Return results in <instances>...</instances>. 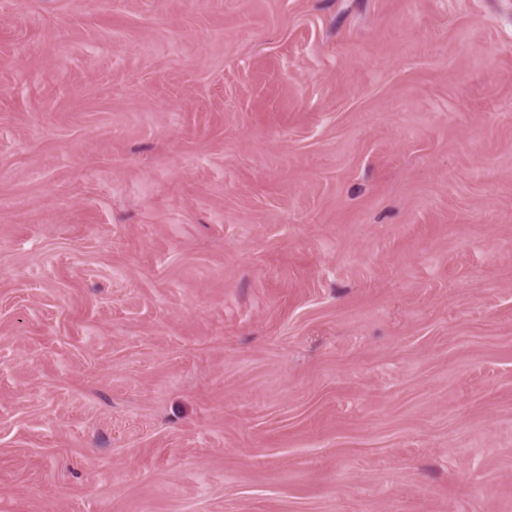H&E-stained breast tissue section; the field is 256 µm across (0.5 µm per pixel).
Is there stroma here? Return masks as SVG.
Instances as JSON below:
<instances>
[{
    "label": "stroma",
    "mask_w": 512,
    "mask_h": 512,
    "mask_svg": "<svg viewBox=\"0 0 512 512\" xmlns=\"http://www.w3.org/2000/svg\"><path fill=\"white\" fill-rule=\"evenodd\" d=\"M0 512H512V0H0Z\"/></svg>",
    "instance_id": "obj_1"
}]
</instances>
